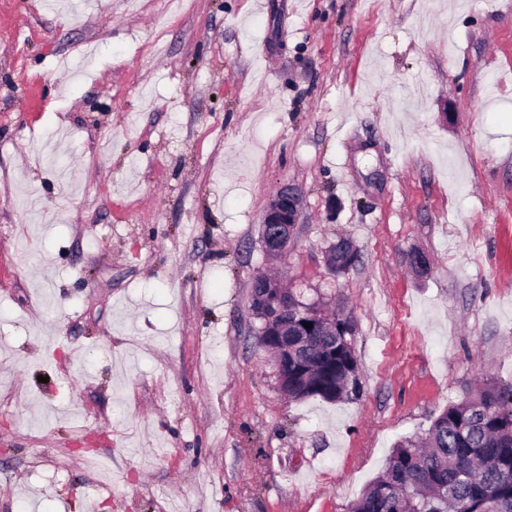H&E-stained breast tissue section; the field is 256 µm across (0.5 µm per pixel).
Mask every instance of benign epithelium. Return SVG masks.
Instances as JSON below:
<instances>
[{"label":"benign epithelium","mask_w":512,"mask_h":512,"mask_svg":"<svg viewBox=\"0 0 512 512\" xmlns=\"http://www.w3.org/2000/svg\"><path fill=\"white\" fill-rule=\"evenodd\" d=\"M300 213V194L290 185L282 186L269 202L261 218V239L267 251L285 252L296 234ZM252 301L257 314L263 319L262 336H278L282 356L275 361L277 372L288 367V315L294 312L288 292L282 290L263 273H257L252 281ZM309 328L305 336H334L336 326H329L307 317Z\"/></svg>","instance_id":"7a95c632"}]
</instances>
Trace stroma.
Instances as JSON below:
<instances>
[{"label":"stroma","mask_w":512,"mask_h":512,"mask_svg":"<svg viewBox=\"0 0 512 512\" xmlns=\"http://www.w3.org/2000/svg\"><path fill=\"white\" fill-rule=\"evenodd\" d=\"M259 272L350 318L357 396L281 392ZM489 383L512 0H0V512H348ZM300 194L290 185L282 186L261 218V239L265 251L286 252L296 234ZM345 246L347 249H345ZM336 259L345 260L349 268L359 261L358 250L349 238L339 237L336 244H332L326 251V264L334 273H336Z\"/></svg>","instance_id":"35a3bbf8"}]
</instances>
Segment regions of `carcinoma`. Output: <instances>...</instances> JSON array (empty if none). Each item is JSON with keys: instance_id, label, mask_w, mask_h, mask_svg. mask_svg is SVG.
Segmentation results:
<instances>
[{"instance_id": "obj_1", "label": "carcinoma", "mask_w": 512, "mask_h": 512, "mask_svg": "<svg viewBox=\"0 0 512 512\" xmlns=\"http://www.w3.org/2000/svg\"><path fill=\"white\" fill-rule=\"evenodd\" d=\"M336 256L351 267L359 261L347 237L336 240ZM332 321L336 336L319 343L288 337L291 351L306 360L299 371L288 367V397L339 402L357 394L350 323ZM349 512H512V390L487 385L444 409L424 444H396Z\"/></svg>"}]
</instances>
